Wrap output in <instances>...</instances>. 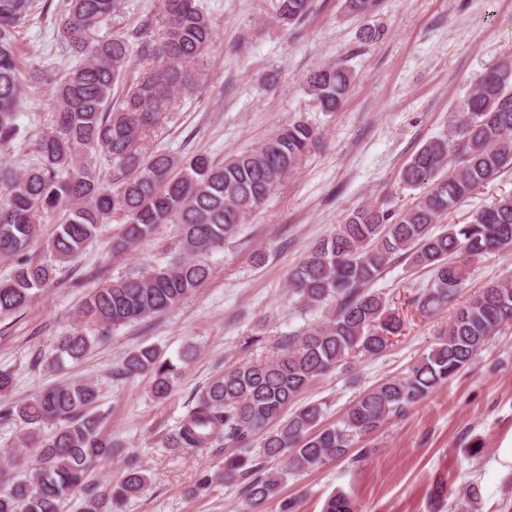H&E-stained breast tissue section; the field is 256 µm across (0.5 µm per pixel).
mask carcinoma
<instances>
[{
    "label": "carcinoma",
    "mask_w": 512,
    "mask_h": 512,
    "mask_svg": "<svg viewBox=\"0 0 512 512\" xmlns=\"http://www.w3.org/2000/svg\"><path fill=\"white\" fill-rule=\"evenodd\" d=\"M313 0H276L278 20L292 25ZM36 9L35 0H0V141L21 133L19 103L24 82L16 55L18 37ZM123 0H64L57 38L80 62L63 74L31 69L29 78L55 86L53 131L37 142L38 162L22 172L0 171V258L16 259L0 281V317L28 305L54 283L57 267L90 244L101 225L116 219L121 233L112 251L126 252L152 237L162 224L179 228L178 256L171 262L92 289L80 315L107 330L162 314L187 300L211 275L208 255L224 246L246 216L260 209L273 189L300 163L315 140L304 121L288 122L258 146L218 161L206 153L181 162L148 152L151 137L177 109V94L196 80L195 64L213 44L214 29L197 0H160L161 26L146 39L149 19L133 29L120 24ZM109 31L100 34L102 26ZM140 63L131 71L132 57ZM353 73L335 64L314 71L307 90L324 112H336ZM451 138L423 144L400 171V181L422 193L398 213L374 206L353 210L320 240L288 278V292L306 307L329 309L325 320L282 336L273 356L213 376L196 403L166 436L171 450L209 448L224 442L247 447L260 438L256 456L232 453L216 479L245 480L244 496L256 507L279 495L290 472L318 470L345 456L353 445L393 418H400L450 378L469 367L502 327L512 325V280L488 283L461 304L468 258L512 251V195L479 210L467 224L434 225L477 188L512 169V60L485 69L458 107ZM115 174L106 177L101 161ZM59 213L45 243L52 260L36 262L26 250L40 237L43 215ZM407 258L430 273L418 291V310L433 316L453 305L448 325L410 376L392 378L350 405L332 425L322 426L319 404L281 418L307 387L358 355L376 356L403 329L400 314L372 289L389 264ZM103 339L80 327L58 339L45 362L58 370L78 361ZM123 373L151 375V393L173 390L177 366L152 347L129 353ZM98 387L92 381L58 383L0 419L17 418L24 430L13 448H34L25 478L0 470V512H61L73 490L88 483L93 466L112 455V439L93 413ZM283 458L271 471L267 458ZM147 477L130 462L120 484L90 491L79 512H119L139 494ZM474 484L457 494L460 512L474 509ZM323 512H359L344 493L330 496Z\"/></svg>",
    "instance_id": "carcinoma-1"
}]
</instances>
